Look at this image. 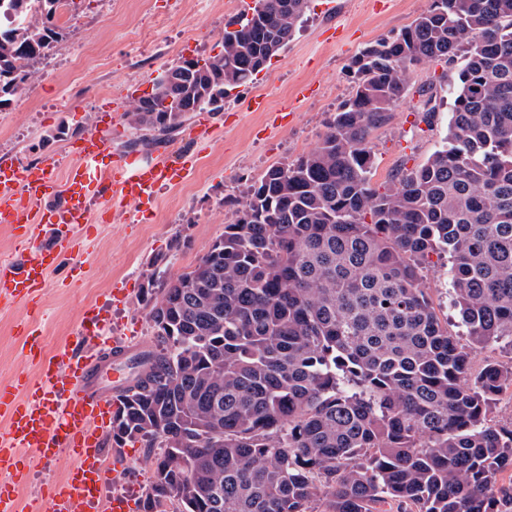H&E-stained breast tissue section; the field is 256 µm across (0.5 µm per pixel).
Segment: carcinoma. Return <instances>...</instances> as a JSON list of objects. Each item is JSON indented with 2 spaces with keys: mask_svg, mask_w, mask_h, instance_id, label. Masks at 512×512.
I'll use <instances>...</instances> for the list:
<instances>
[{
  "mask_svg": "<svg viewBox=\"0 0 512 512\" xmlns=\"http://www.w3.org/2000/svg\"><path fill=\"white\" fill-rule=\"evenodd\" d=\"M0 27V111L29 92L60 35L58 0ZM308 0H252L223 51L154 79L124 113L132 145L221 112L288 46ZM465 63L444 144L383 189L371 132L412 70ZM351 97L316 148L235 200L193 267L148 279L157 344L112 400V439L161 448L143 512H512V424L490 417L512 365L472 355L512 340V0H431L349 64ZM448 258V329L423 269Z\"/></svg>",
  "mask_w": 512,
  "mask_h": 512,
  "instance_id": "carcinoma-1",
  "label": "carcinoma"
}]
</instances>
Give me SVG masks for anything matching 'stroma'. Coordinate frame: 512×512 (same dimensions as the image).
I'll return each mask as SVG.
<instances>
[{
  "instance_id": "35a3bbf8",
  "label": "stroma",
  "mask_w": 512,
  "mask_h": 512,
  "mask_svg": "<svg viewBox=\"0 0 512 512\" xmlns=\"http://www.w3.org/2000/svg\"><path fill=\"white\" fill-rule=\"evenodd\" d=\"M52 67L38 66L31 90L0 112V161L27 164L55 157L59 172L74 161V147L95 125L103 108L112 113V147L130 149L132 134L123 120L130 97L126 86L149 94L159 72L178 58L221 52L224 25L242 8L240 0H76ZM429 0H309L307 13L288 46L272 57L248 86L224 100L213 115L219 127L192 177L163 188L143 212L127 209L105 216L80 244L82 269L63 259L50 273L37 308L0 311V383L24 368L15 335L18 318L28 315L47 350L73 342L84 308L104 310V341L119 337L135 350L154 344L145 305L147 280L159 256H167V276L195 265L225 224L234 219L227 200L242 197L274 165L311 151L327 123L347 100L353 84L348 65L360 50L409 25ZM458 64L433 60L418 66L390 121L372 132V183L388 184L397 170L423 164L448 133V117ZM311 83L313 95L297 100L298 85ZM430 88L437 106L432 124L421 122L420 88ZM262 97L266 109L248 108ZM185 244L172 250L175 236ZM159 451L129 442L122 449L123 481L112 491L143 500Z\"/></svg>"
}]
</instances>
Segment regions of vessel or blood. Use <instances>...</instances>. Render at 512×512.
I'll use <instances>...</instances> for the list:
<instances>
[{
    "label": "vessel or blood",
    "mask_w": 512,
    "mask_h": 512,
    "mask_svg": "<svg viewBox=\"0 0 512 512\" xmlns=\"http://www.w3.org/2000/svg\"><path fill=\"white\" fill-rule=\"evenodd\" d=\"M213 137L207 115L193 127V148L160 158L118 155L112 129L95 125L78 147V159L59 174L54 159L23 166L0 163V223L13 225L24 243L20 262L0 265V309L35 305L60 256L78 257L76 242L108 208H150L161 186L187 181L202 148ZM53 242H45V230ZM104 322L84 311L79 339L95 345ZM27 369L0 385V512H129L121 494L104 498L108 480H120V463H108L103 435L111 424L112 398L102 385L104 355H74L67 347L46 351L41 337L23 327ZM69 459L64 481L46 494L21 501L33 462Z\"/></svg>",
    "instance_id": "vessel-or-blood-1"
}]
</instances>
